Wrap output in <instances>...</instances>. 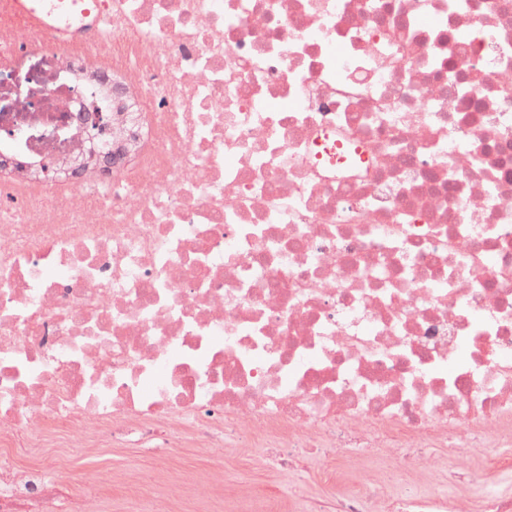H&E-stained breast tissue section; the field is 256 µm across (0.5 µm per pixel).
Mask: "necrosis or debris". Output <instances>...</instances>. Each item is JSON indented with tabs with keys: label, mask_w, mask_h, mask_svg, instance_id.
Instances as JSON below:
<instances>
[{
	"label": "necrosis or debris",
	"mask_w": 512,
	"mask_h": 512,
	"mask_svg": "<svg viewBox=\"0 0 512 512\" xmlns=\"http://www.w3.org/2000/svg\"><path fill=\"white\" fill-rule=\"evenodd\" d=\"M41 4L112 33L0 17V157L141 104L111 173L0 180V512H91L17 448L512 446V0ZM107 23L108 20L106 17H102L100 20V16L97 14L91 24L78 29H73L69 25L56 27L54 30L57 34L54 35V38L60 46L64 47L77 39L87 38L88 36L101 31V27L106 26Z\"/></svg>",
	"instance_id": "1"
}]
</instances>
